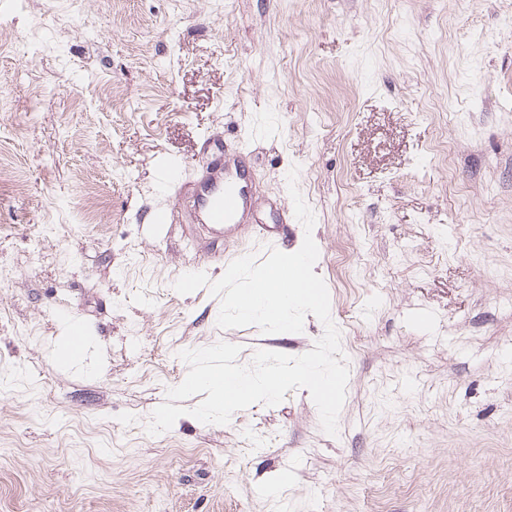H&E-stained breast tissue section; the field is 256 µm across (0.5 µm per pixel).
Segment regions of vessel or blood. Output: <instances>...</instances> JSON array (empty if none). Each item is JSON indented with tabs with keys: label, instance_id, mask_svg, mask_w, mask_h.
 Masks as SVG:
<instances>
[{
	"label": "vessel or blood",
	"instance_id": "vessel-or-blood-1",
	"mask_svg": "<svg viewBox=\"0 0 512 512\" xmlns=\"http://www.w3.org/2000/svg\"><path fill=\"white\" fill-rule=\"evenodd\" d=\"M223 145L202 159L190 197L183 199V208L192 212L195 223L186 225L185 232L202 256H210L211 246L225 236L253 237L268 240L273 235H287L288 222L278 219L276 224L263 221L248 222L254 210L256 187L247 165H239L235 173L224 171L221 155ZM85 349V336L80 326H72L65 345L57 349L61 364H69Z\"/></svg>",
	"mask_w": 512,
	"mask_h": 512
}]
</instances>
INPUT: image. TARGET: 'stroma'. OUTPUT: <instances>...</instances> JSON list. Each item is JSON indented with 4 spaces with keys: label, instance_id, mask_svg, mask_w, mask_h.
<instances>
[{
    "label": "stroma",
    "instance_id": "1",
    "mask_svg": "<svg viewBox=\"0 0 512 512\" xmlns=\"http://www.w3.org/2000/svg\"><path fill=\"white\" fill-rule=\"evenodd\" d=\"M258 206L315 215L349 368L336 435L308 390L225 425L146 426L225 341L162 171L207 138ZM91 336L60 369L68 320ZM275 486L276 495L259 496ZM0 512H512V0H0Z\"/></svg>",
    "mask_w": 512,
    "mask_h": 512
}]
</instances>
